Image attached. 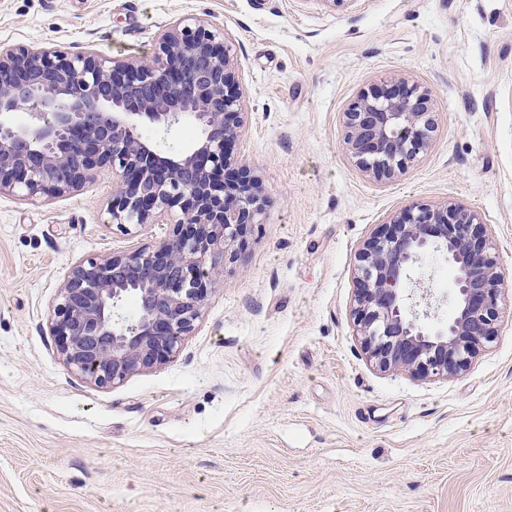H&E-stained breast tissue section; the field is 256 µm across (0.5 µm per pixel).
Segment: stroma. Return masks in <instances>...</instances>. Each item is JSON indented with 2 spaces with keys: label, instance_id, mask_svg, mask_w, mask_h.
Masks as SVG:
<instances>
[{
  "label": "stroma",
  "instance_id": "35a3bbf8",
  "mask_svg": "<svg viewBox=\"0 0 512 512\" xmlns=\"http://www.w3.org/2000/svg\"><path fill=\"white\" fill-rule=\"evenodd\" d=\"M182 19L225 35L230 153L264 209L176 356L95 390L47 328L59 289L176 219L119 232L107 170L61 197L0 194V512H512V0H0V49L148 61ZM400 78L437 128L381 183L342 116ZM451 202L498 247L499 334L457 375L381 371L352 316L358 254L405 208Z\"/></svg>",
  "mask_w": 512,
  "mask_h": 512
}]
</instances>
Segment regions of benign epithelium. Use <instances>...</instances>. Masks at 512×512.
Segmentation results:
<instances>
[{
    "label": "benign epithelium",
    "instance_id": "1",
    "mask_svg": "<svg viewBox=\"0 0 512 512\" xmlns=\"http://www.w3.org/2000/svg\"><path fill=\"white\" fill-rule=\"evenodd\" d=\"M240 115L224 39L201 23L165 31L148 63L30 45L0 51V194L61 196L110 170L109 223L119 230L181 212L170 238L81 259L65 277L47 325L64 363L92 388L169 361L218 275L207 258L246 243L265 198L247 166L228 171ZM186 123L200 135L184 150H161L147 134ZM344 126L357 165L390 181L430 144V98L406 80L375 83ZM431 251L456 270L446 323L435 320L443 298L413 277ZM357 284L354 322L381 370L456 374L498 335V249L479 213L461 205H417L391 219L361 250Z\"/></svg>",
    "mask_w": 512,
    "mask_h": 512
}]
</instances>
